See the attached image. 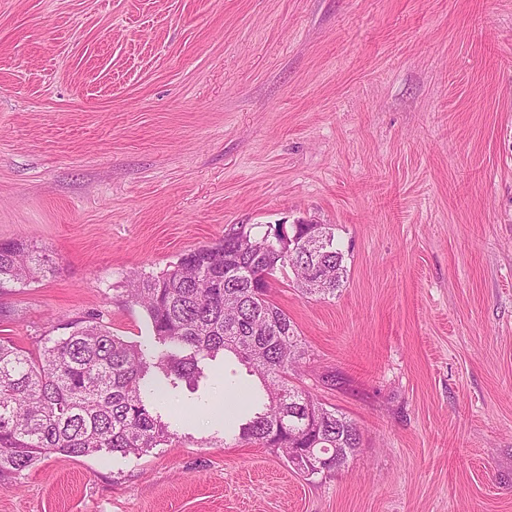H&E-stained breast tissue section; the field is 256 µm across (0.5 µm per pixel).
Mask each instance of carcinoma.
Wrapping results in <instances>:
<instances>
[{
    "label": "carcinoma",
    "mask_w": 512,
    "mask_h": 512,
    "mask_svg": "<svg viewBox=\"0 0 512 512\" xmlns=\"http://www.w3.org/2000/svg\"><path fill=\"white\" fill-rule=\"evenodd\" d=\"M312 224H296L288 243L270 231L240 224L213 245L190 250L156 275L125 288L146 312L153 336L164 346L151 356L142 345L112 334L94 318L67 323L68 333L31 350L0 338V477L19 474L48 454L83 457L98 452L140 456L169 439L168 425L153 411L149 387L161 373L176 388H197L206 361L233 355L256 377L238 418V432L292 463V449L311 448L345 467L363 445L360 428L288 379L307 350L288 314L268 298L267 277L291 270L305 297L335 295L347 279L345 252L326 224L327 246L314 252ZM321 268L322 286L303 278ZM55 273L35 246L0 242V289Z\"/></svg>",
    "instance_id": "cac0c4a2"
}]
</instances>
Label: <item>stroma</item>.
Returning <instances> with one entry per match:
<instances>
[{
	"instance_id": "stroma-1",
	"label": "stroma",
	"mask_w": 512,
	"mask_h": 512,
	"mask_svg": "<svg viewBox=\"0 0 512 512\" xmlns=\"http://www.w3.org/2000/svg\"><path fill=\"white\" fill-rule=\"evenodd\" d=\"M299 219L347 281L269 295L363 432L345 469L225 444L251 378L220 356L159 399L166 445L42 457L0 512H512V0H0V242L57 267L0 337L151 344L128 280Z\"/></svg>"
}]
</instances>
